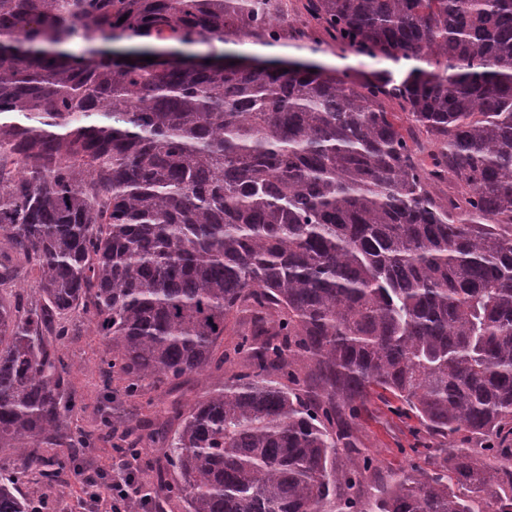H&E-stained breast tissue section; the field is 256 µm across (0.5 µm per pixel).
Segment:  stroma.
<instances>
[{
  "mask_svg": "<svg viewBox=\"0 0 512 512\" xmlns=\"http://www.w3.org/2000/svg\"><path fill=\"white\" fill-rule=\"evenodd\" d=\"M225 52L238 53L261 58L279 60H309L336 73L349 74L356 80L375 78L392 70L391 62L370 59L332 45L319 52L295 47L287 43L278 47H263L251 42L226 44ZM76 335L68 337L62 346L65 359L70 366L69 381L78 403L76 412L67 420L72 432L93 435L92 447L76 451L75 469L68 472L60 486L42 490L39 482L31 481L22 485L21 492L28 497L44 496L49 512H91L90 500L81 482V473H97L102 480L112 476V466L119 458L116 439L104 435L103 420L112 415H122L139 422L150 440L146 449L136 460L137 479L163 474L165 480H177L178 475L171 469L163 456V436L173 433L175 423L154 417L149 404L156 400L181 399L190 403L200 399L215 385L224 380L225 368L220 362H213L209 368L198 374L183 377L173 389L145 392L143 397L129 398L123 392L124 381L113 378L110 384H103L100 369L110 356V348L104 337L98 336L85 320H77ZM395 399H372L360 411L356 424V435L360 448L374 459L375 472L372 483H379L389 471L418 469L430 472L436 469L441 459L435 456V449L466 444L467 434H458L445 439L429 434L418 419L397 412Z\"/></svg>",
  "mask_w": 512,
  "mask_h": 512,
  "instance_id": "1",
  "label": "stroma"
}]
</instances>
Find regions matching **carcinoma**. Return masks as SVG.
Instances as JSON below:
<instances>
[{"mask_svg":"<svg viewBox=\"0 0 512 512\" xmlns=\"http://www.w3.org/2000/svg\"><path fill=\"white\" fill-rule=\"evenodd\" d=\"M311 21L399 77L142 61ZM115 32L152 43L84 56ZM29 277L0 297V512L71 469L41 449L86 443L65 426L76 316L129 398L248 325L220 357L239 370L162 408L179 480L156 493L189 512H512V0H0V293ZM379 392L483 443L365 495L353 426Z\"/></svg>","mask_w":512,"mask_h":512,"instance_id":"carcinoma-1","label":"carcinoma"}]
</instances>
